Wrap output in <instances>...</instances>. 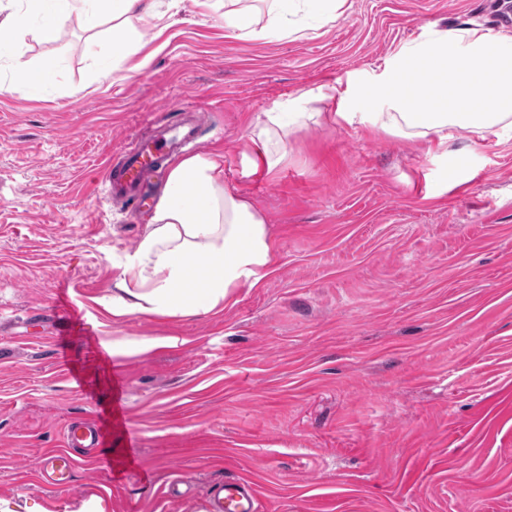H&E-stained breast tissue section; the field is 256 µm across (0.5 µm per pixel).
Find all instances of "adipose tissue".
<instances>
[{
    "label": "adipose tissue",
    "instance_id": "1",
    "mask_svg": "<svg viewBox=\"0 0 512 512\" xmlns=\"http://www.w3.org/2000/svg\"><path fill=\"white\" fill-rule=\"evenodd\" d=\"M347 0H224V26L252 38L292 36L303 16L325 25ZM25 11L0 19V59L12 56L18 31L38 20L52 38L70 17L89 28L107 25L113 68L138 51L144 31L167 17L162 0H25ZM328 112H309V105ZM359 125L373 133L418 137L447 154L457 129L480 139H512V31L469 26L428 27L400 46L379 71L355 76L345 88L320 86L289 99L252 125L257 148L251 168L273 172L288 135L311 119ZM274 243L265 216L224 181V156L202 152L169 168L145 231L117 262L112 293L102 306L113 318L132 314L187 318L218 312L237 289L270 274Z\"/></svg>",
    "mask_w": 512,
    "mask_h": 512
}]
</instances>
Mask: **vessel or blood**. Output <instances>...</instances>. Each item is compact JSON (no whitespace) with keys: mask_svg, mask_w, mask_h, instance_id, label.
Segmentation results:
<instances>
[{"mask_svg":"<svg viewBox=\"0 0 512 512\" xmlns=\"http://www.w3.org/2000/svg\"><path fill=\"white\" fill-rule=\"evenodd\" d=\"M198 140V126L188 117L177 124H164L155 134L140 140L125 151L119 164L107 165L103 182L109 195L130 202L144 203L143 189L156 175L164 160L178 147ZM100 439L97 429L87 423L70 426L65 433L66 451L48 452L41 470L50 485H66L80 465L70 450L93 448ZM256 494L249 481L241 477L225 480L211 496L209 512H255Z\"/></svg>","mask_w":512,"mask_h":512,"instance_id":"1","label":"vessel or blood"}]
</instances>
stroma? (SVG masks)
<instances>
[{"mask_svg":"<svg viewBox=\"0 0 512 512\" xmlns=\"http://www.w3.org/2000/svg\"><path fill=\"white\" fill-rule=\"evenodd\" d=\"M223 11L182 0L137 71L86 55L76 18L18 37L28 66L58 60L51 86L18 87L0 61V512L93 496L104 512H207L237 476L259 512H512V140L461 130L442 157L310 122L275 174L242 164L263 113L376 68L423 24L512 30L500 0H347L294 39L235 36ZM180 100L265 212L272 271L215 314L115 320L99 304L112 257L148 211L108 198L103 169ZM106 332L182 343L115 358ZM93 418L102 463L46 485L42 455Z\"/></svg>","mask_w":512,"mask_h":512,"instance_id":"obj_1","label":"stroma"}]
</instances>
